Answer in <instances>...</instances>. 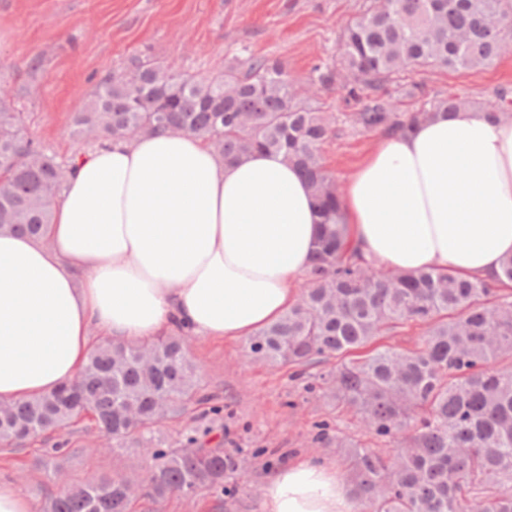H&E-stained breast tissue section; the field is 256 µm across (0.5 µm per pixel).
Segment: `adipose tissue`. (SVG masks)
I'll use <instances>...</instances> for the list:
<instances>
[{
    "instance_id": "1",
    "label": "adipose tissue",
    "mask_w": 512,
    "mask_h": 512,
    "mask_svg": "<svg viewBox=\"0 0 512 512\" xmlns=\"http://www.w3.org/2000/svg\"><path fill=\"white\" fill-rule=\"evenodd\" d=\"M342 211L379 267L493 280L512 255V123L440 110L377 141ZM312 193L283 155L228 164L180 131L77 158L42 239L0 234V403L72 381L98 329L113 341L181 325L242 339L276 321L317 247ZM264 512H355L335 468L294 461Z\"/></svg>"
}]
</instances>
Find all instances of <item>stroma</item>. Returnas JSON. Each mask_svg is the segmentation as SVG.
I'll use <instances>...</instances> for the list:
<instances>
[{
    "label": "stroma",
    "mask_w": 512,
    "mask_h": 512,
    "mask_svg": "<svg viewBox=\"0 0 512 512\" xmlns=\"http://www.w3.org/2000/svg\"><path fill=\"white\" fill-rule=\"evenodd\" d=\"M363 0H0V83L8 104L29 117L32 138L69 160L91 146L69 135L78 105L101 79L121 67L148 61L200 79L251 55L279 61L296 83L314 66H340L343 29L360 14ZM408 82L424 86L427 101L455 93L477 101L512 98V39L496 65L454 72L432 68L409 73ZM316 110L332 116L336 135L323 159L337 187H344L357 164L378 140L359 131L356 110L340 85L323 92ZM245 341L189 337L188 351L199 369L210 402L195 406L179 421H163L157 435L167 447H179L191 429H210L240 468L223 490H200L192 497L160 503L146 500L137 512H262L268 479L291 460L348 466L335 448L317 440L318 425L373 447L383 439L363 433L349 413L336 412L318 394L307 392L304 378L289 366L249 360ZM221 407L213 416L212 407ZM43 448H0V480L18 484L34 506L65 485L91 473L112 471L145 475L149 454L138 448L109 450L92 435L66 458L55 478L35 467Z\"/></svg>",
    "instance_id": "1"
}]
</instances>
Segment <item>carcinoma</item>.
Wrapping results in <instances>:
<instances>
[{"instance_id": "carcinoma-1", "label": "carcinoma", "mask_w": 512, "mask_h": 512, "mask_svg": "<svg viewBox=\"0 0 512 512\" xmlns=\"http://www.w3.org/2000/svg\"><path fill=\"white\" fill-rule=\"evenodd\" d=\"M511 36L512 0H364L344 31L341 69L314 66L302 90L265 56L210 80L140 64L101 80L72 116L71 135L89 143L176 129L227 162L275 151L304 174L322 219L316 256L296 302L250 338L247 356L306 367L335 360L313 376L323 397L392 443L383 454L336 436L350 494L365 512H512V289L451 271H383L356 258L323 162L332 119L307 101L339 81L361 104L352 115L361 131L403 132L431 112L398 111L390 86L401 74L492 67ZM469 104L450 94L433 108ZM511 106L504 96L481 104L504 122ZM72 165L30 138L25 114L0 101V233L43 236ZM409 323L422 328L421 345L383 343ZM185 344L178 334L94 347L68 386L0 405V447L76 433L86 419L111 448L145 444L161 420L208 400ZM59 452L40 459L46 473L58 471ZM146 452L154 465L142 482L93 473L47 497L41 512H135L134 486L152 502L222 490L239 466L236 454L195 438Z\"/></svg>"}]
</instances>
